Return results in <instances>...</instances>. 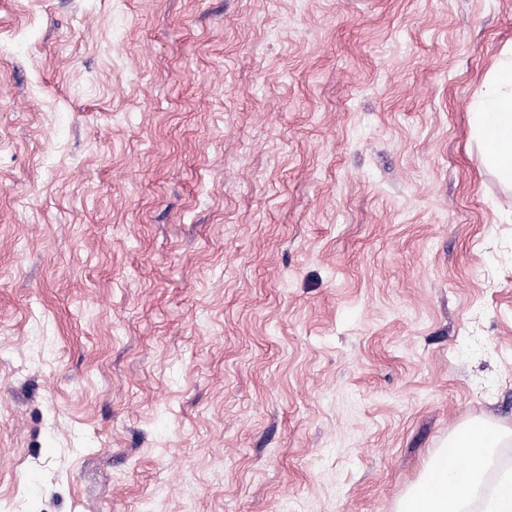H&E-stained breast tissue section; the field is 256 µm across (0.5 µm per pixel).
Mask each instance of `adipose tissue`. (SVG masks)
Masks as SVG:
<instances>
[{
  "instance_id": "obj_1",
  "label": "adipose tissue",
  "mask_w": 512,
  "mask_h": 512,
  "mask_svg": "<svg viewBox=\"0 0 512 512\" xmlns=\"http://www.w3.org/2000/svg\"><path fill=\"white\" fill-rule=\"evenodd\" d=\"M470 124L483 168L501 186L512 189V46L505 47L486 73L475 99ZM499 433L467 427L452 434L429 460L421 480L398 500L396 512H512V476L489 487L487 474Z\"/></svg>"
}]
</instances>
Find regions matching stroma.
<instances>
[{
  "instance_id": "1",
  "label": "stroma",
  "mask_w": 512,
  "mask_h": 512,
  "mask_svg": "<svg viewBox=\"0 0 512 512\" xmlns=\"http://www.w3.org/2000/svg\"><path fill=\"white\" fill-rule=\"evenodd\" d=\"M512 0H0V512H394L506 434ZM470 124L483 168L512 189V46L505 47L483 81Z\"/></svg>"
}]
</instances>
